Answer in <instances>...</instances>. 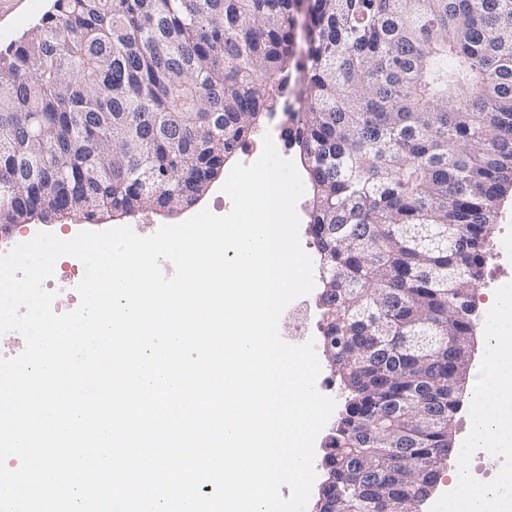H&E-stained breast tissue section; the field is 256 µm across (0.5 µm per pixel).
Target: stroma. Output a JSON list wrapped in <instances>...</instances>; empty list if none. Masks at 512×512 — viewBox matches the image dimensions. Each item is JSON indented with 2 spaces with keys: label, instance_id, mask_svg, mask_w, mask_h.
<instances>
[{
  "label": "stroma",
  "instance_id": "obj_1",
  "mask_svg": "<svg viewBox=\"0 0 512 512\" xmlns=\"http://www.w3.org/2000/svg\"><path fill=\"white\" fill-rule=\"evenodd\" d=\"M49 5V0H0V48L8 47L21 35L31 32L48 10ZM222 185V180H215L204 198L179 213L167 215L160 212H143L135 215L133 221L139 226V235L153 234L160 226L182 222L205 208L214 214H223L224 209L219 204L220 199L224 197ZM511 286L512 197L508 196L501 204L497 223L491 228L481 275L471 290V300L474 305L473 319L476 323L473 356L477 357L483 353L487 344L488 316L503 289ZM477 378L476 367H469L463 390V404L455 417L453 427L455 451L449 455L439 483L420 505L419 512H432L434 504L445 503L446 494L453 484V477L458 467L468 469L473 476L474 485L478 487L493 482L499 476L498 457L486 456L474 459L459 454L460 448L466 447L470 435L473 390Z\"/></svg>",
  "mask_w": 512,
  "mask_h": 512
}]
</instances>
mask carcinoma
<instances>
[{
  "instance_id": "obj_1",
  "label": "carcinoma",
  "mask_w": 512,
  "mask_h": 512,
  "mask_svg": "<svg viewBox=\"0 0 512 512\" xmlns=\"http://www.w3.org/2000/svg\"><path fill=\"white\" fill-rule=\"evenodd\" d=\"M303 6L292 140L340 389L314 512H397L446 463L512 186V0H53L0 51V227L199 201L275 109Z\"/></svg>"
}]
</instances>
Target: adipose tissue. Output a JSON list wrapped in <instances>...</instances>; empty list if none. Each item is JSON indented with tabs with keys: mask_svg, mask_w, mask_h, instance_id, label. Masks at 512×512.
Segmentation results:
<instances>
[{
	"mask_svg": "<svg viewBox=\"0 0 512 512\" xmlns=\"http://www.w3.org/2000/svg\"><path fill=\"white\" fill-rule=\"evenodd\" d=\"M496 343L485 357L492 378L481 399L474 402V414L484 417L475 426L472 441L501 452L512 448V308L500 307L495 323Z\"/></svg>",
	"mask_w": 512,
	"mask_h": 512,
	"instance_id": "obj_1",
	"label": "adipose tissue"
}]
</instances>
